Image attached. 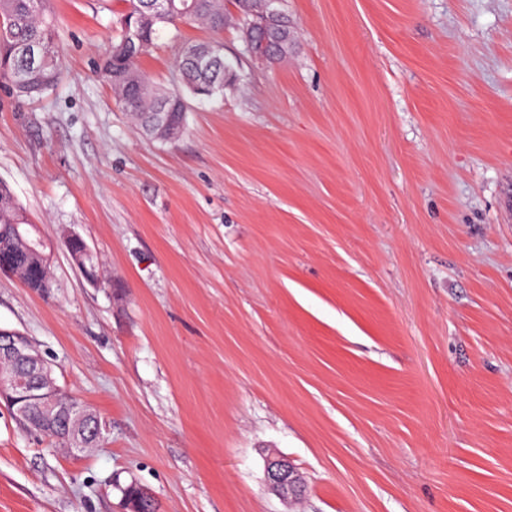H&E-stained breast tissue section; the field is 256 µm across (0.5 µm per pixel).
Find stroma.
Instances as JSON below:
<instances>
[{
  "label": "stroma",
  "instance_id": "stroma-1",
  "mask_svg": "<svg viewBox=\"0 0 512 512\" xmlns=\"http://www.w3.org/2000/svg\"><path fill=\"white\" fill-rule=\"evenodd\" d=\"M124 7L51 0L62 82L0 90L53 281L0 272V327L106 426L68 453L0 402V512H126L132 480L159 512H512V0H283L278 63L180 25L149 77L190 41L233 69L170 145L95 67ZM265 480L276 492L293 493L301 485L300 477L288 458L270 454L265 458Z\"/></svg>",
  "mask_w": 512,
  "mask_h": 512
}]
</instances>
